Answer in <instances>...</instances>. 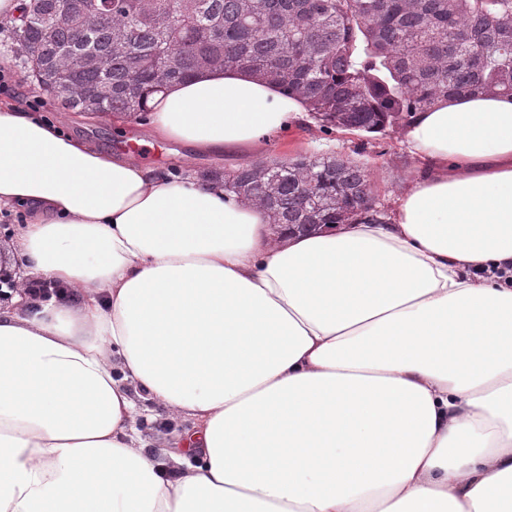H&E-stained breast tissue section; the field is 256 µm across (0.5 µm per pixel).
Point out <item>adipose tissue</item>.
Masks as SVG:
<instances>
[{
	"label": "adipose tissue",
	"mask_w": 512,
	"mask_h": 512,
	"mask_svg": "<svg viewBox=\"0 0 512 512\" xmlns=\"http://www.w3.org/2000/svg\"><path fill=\"white\" fill-rule=\"evenodd\" d=\"M149 129L241 153L298 98L205 71ZM390 214L291 235L0 101V512H512V97L404 131ZM72 290L41 302L31 281ZM176 441L139 429L146 406Z\"/></svg>",
	"instance_id": "1"
}]
</instances>
